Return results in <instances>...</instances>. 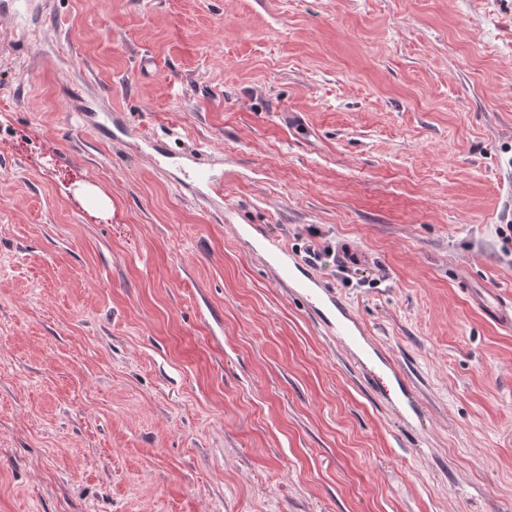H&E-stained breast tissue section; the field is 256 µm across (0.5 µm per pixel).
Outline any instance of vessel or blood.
<instances>
[{"instance_id": "b4317fda", "label": "vessel or blood", "mask_w": 512, "mask_h": 512, "mask_svg": "<svg viewBox=\"0 0 512 512\" xmlns=\"http://www.w3.org/2000/svg\"><path fill=\"white\" fill-rule=\"evenodd\" d=\"M184 178L182 188L195 190L206 199L222 197L224 182L197 160L195 153L183 156ZM268 263L278 283L291 293L304 296L317 321L327 325L345 346L360 352L368 351L370 342L353 310L318 277H303L298 273L300 259L287 249L269 255Z\"/></svg>"}]
</instances>
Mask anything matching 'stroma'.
<instances>
[{"label": "stroma", "mask_w": 512, "mask_h": 512, "mask_svg": "<svg viewBox=\"0 0 512 512\" xmlns=\"http://www.w3.org/2000/svg\"><path fill=\"white\" fill-rule=\"evenodd\" d=\"M507 224L512 0H0V512H512ZM197 153H184V178L181 187L194 189L196 195L206 199L222 198L224 193V181L216 177L212 171L197 161ZM301 262L314 269L309 262L289 253L287 248H280L279 252L268 255V263L278 283L291 293L304 296L317 321L327 325L345 346L359 352H368L371 344L351 307L317 276H300L297 271Z\"/></svg>", "instance_id": "stroma-1"}]
</instances>
